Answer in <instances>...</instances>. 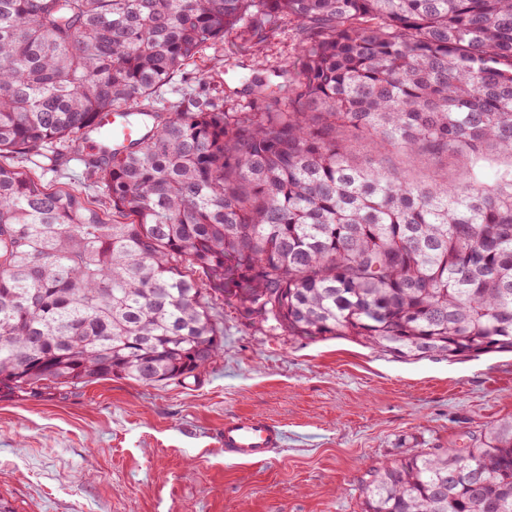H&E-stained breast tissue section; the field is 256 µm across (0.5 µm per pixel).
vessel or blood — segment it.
Masks as SVG:
<instances>
[{"instance_id":"1","label":"vessel or blood","mask_w":512,"mask_h":512,"mask_svg":"<svg viewBox=\"0 0 512 512\" xmlns=\"http://www.w3.org/2000/svg\"><path fill=\"white\" fill-rule=\"evenodd\" d=\"M286 439L284 430L274 422L262 417L238 416L225 419L221 446L231 458L262 463L284 447Z\"/></svg>"}]
</instances>
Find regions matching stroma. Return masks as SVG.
I'll return each mask as SVG.
<instances>
[{"mask_svg": "<svg viewBox=\"0 0 512 512\" xmlns=\"http://www.w3.org/2000/svg\"><path fill=\"white\" fill-rule=\"evenodd\" d=\"M285 25L253 54L223 41L159 100L194 95L248 108L256 75L297 57ZM214 313L224 351L181 384L112 377L34 397L0 393V500L14 512H361L365 471L416 448H460L512 417V355L402 361L347 339L297 340ZM286 430L262 465L225 457V418Z\"/></svg>", "mask_w": 512, "mask_h": 512, "instance_id": "stroma-1", "label": "stroma"}]
</instances>
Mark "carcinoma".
<instances>
[{
	"label": "carcinoma",
	"instance_id": "1",
	"mask_svg": "<svg viewBox=\"0 0 512 512\" xmlns=\"http://www.w3.org/2000/svg\"><path fill=\"white\" fill-rule=\"evenodd\" d=\"M284 23L299 58L250 111L147 108ZM111 112L139 136L85 152ZM66 157L100 196L44 183ZM224 303L401 360L512 353V0H0V391L183 383L222 354ZM360 497L512 512V418L369 468Z\"/></svg>",
	"mask_w": 512,
	"mask_h": 512
}]
</instances>
